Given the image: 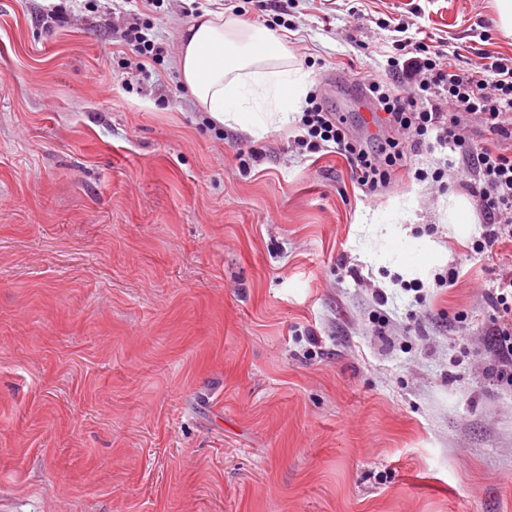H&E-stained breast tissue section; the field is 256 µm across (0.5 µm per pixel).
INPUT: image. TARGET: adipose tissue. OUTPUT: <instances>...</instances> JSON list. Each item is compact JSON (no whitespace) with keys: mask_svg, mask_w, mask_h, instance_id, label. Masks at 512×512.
Masks as SVG:
<instances>
[{"mask_svg":"<svg viewBox=\"0 0 512 512\" xmlns=\"http://www.w3.org/2000/svg\"><path fill=\"white\" fill-rule=\"evenodd\" d=\"M285 57L269 31L206 11L183 30L174 67L211 124L234 121L250 131L253 123L242 117L249 102L259 99L281 112L286 104H299L306 93L305 74L272 70V63Z\"/></svg>","mask_w":512,"mask_h":512,"instance_id":"ef3b65f1","label":"adipose tissue"}]
</instances>
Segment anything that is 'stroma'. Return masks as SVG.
<instances>
[{
  "label": "stroma",
  "instance_id": "1",
  "mask_svg": "<svg viewBox=\"0 0 512 512\" xmlns=\"http://www.w3.org/2000/svg\"><path fill=\"white\" fill-rule=\"evenodd\" d=\"M61 4L0 0L4 512H512V240L474 252L460 154L369 194L295 144L300 112L216 138L173 68L202 9L237 14L362 138L349 89L402 45L512 58L493 0ZM139 12L167 48L142 70ZM495 318L493 336H495V352L498 361L499 373L510 375L512 371V320L510 322L500 321Z\"/></svg>",
  "mask_w": 512,
  "mask_h": 512
}]
</instances>
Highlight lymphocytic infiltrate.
I'll return each mask as SVG.
<instances>
[{
	"instance_id": "f902f5d3",
	"label": "lymphocytic infiltrate",
	"mask_w": 512,
	"mask_h": 512,
	"mask_svg": "<svg viewBox=\"0 0 512 512\" xmlns=\"http://www.w3.org/2000/svg\"><path fill=\"white\" fill-rule=\"evenodd\" d=\"M392 79H369L366 90L385 114L388 135L358 139L335 113L311 102L301 117L296 141L307 152L334 151L344 156L352 179L373 192L388 186L411 155L431 143L459 152L466 175L462 188L477 198L485 221L473 249L481 254L512 226V60L489 57L480 71L460 72L444 52L423 41L391 62ZM479 121L493 143L470 145L464 124Z\"/></svg>"
}]
</instances>
